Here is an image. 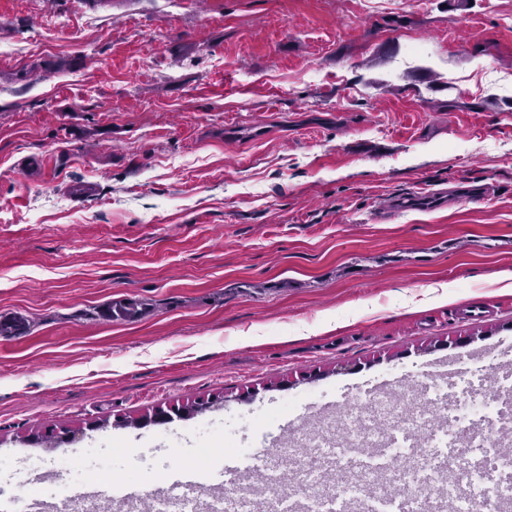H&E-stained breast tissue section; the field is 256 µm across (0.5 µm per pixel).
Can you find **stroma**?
I'll use <instances>...</instances> for the list:
<instances>
[{
	"mask_svg": "<svg viewBox=\"0 0 512 512\" xmlns=\"http://www.w3.org/2000/svg\"><path fill=\"white\" fill-rule=\"evenodd\" d=\"M450 190L473 203L436 206ZM506 276L512 0H0L17 496L47 470L48 500L155 487L256 445L250 415L305 429L388 372L512 349Z\"/></svg>",
	"mask_w": 512,
	"mask_h": 512,
	"instance_id": "obj_1",
	"label": "stroma"
}]
</instances>
